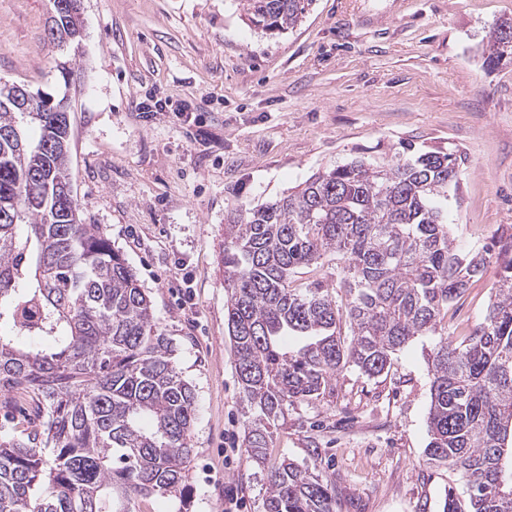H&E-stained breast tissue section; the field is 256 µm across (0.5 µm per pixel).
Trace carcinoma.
<instances>
[{
  "instance_id": "obj_1",
  "label": "carcinoma",
  "mask_w": 512,
  "mask_h": 512,
  "mask_svg": "<svg viewBox=\"0 0 512 512\" xmlns=\"http://www.w3.org/2000/svg\"><path fill=\"white\" fill-rule=\"evenodd\" d=\"M246 2L250 25L273 33L299 25L312 0ZM76 33L69 19L48 40ZM488 47V66L512 54L497 25ZM39 97L43 111L23 112L0 94L11 134L0 136V407L20 391L36 410L0 436V512H131L132 498L154 494L187 512L194 391L136 273L82 222L68 113ZM458 168L454 153L409 146L314 174L225 225V320L257 466L288 404L334 392L348 367L379 376L432 336L425 457L464 482L443 512H512V240L483 320L448 335V305L487 264L450 233ZM309 266L331 273L297 282ZM267 481L264 512H335L329 485L290 459Z\"/></svg>"
}]
</instances>
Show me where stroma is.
<instances>
[{
    "label": "stroma",
    "instance_id": "1",
    "mask_svg": "<svg viewBox=\"0 0 512 512\" xmlns=\"http://www.w3.org/2000/svg\"><path fill=\"white\" fill-rule=\"evenodd\" d=\"M81 11L80 42L60 50L47 38L52 0H0V85L68 98L80 217L135 271L195 393L188 512H224L230 492L242 512H264L224 321V226L351 160L452 150L455 244L492 254L444 320L449 335L470 332L512 237V56L491 71L482 58L512 0H313L281 35L248 26L244 0H81ZM433 345L418 337L381 375L350 368L335 394L288 406L270 458L318 473L335 512H443L461 482L425 462Z\"/></svg>",
    "mask_w": 512,
    "mask_h": 512
}]
</instances>
